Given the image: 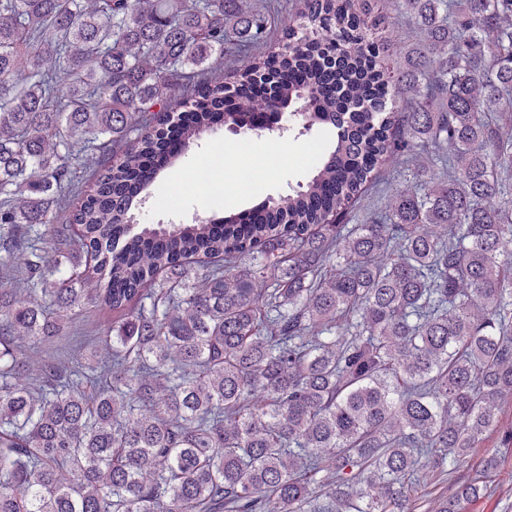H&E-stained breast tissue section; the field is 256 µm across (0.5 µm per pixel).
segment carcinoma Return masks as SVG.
<instances>
[{
  "instance_id": "carcinoma-1",
  "label": "carcinoma",
  "mask_w": 512,
  "mask_h": 512,
  "mask_svg": "<svg viewBox=\"0 0 512 512\" xmlns=\"http://www.w3.org/2000/svg\"><path fill=\"white\" fill-rule=\"evenodd\" d=\"M271 17L0 0V512H461L491 492L488 456L424 498L512 400V0H304L275 47ZM226 67L230 86L196 80ZM276 109L336 129L306 184L137 222L219 118L262 136ZM382 168L407 174L341 223ZM89 302L102 335L36 356Z\"/></svg>"
}]
</instances>
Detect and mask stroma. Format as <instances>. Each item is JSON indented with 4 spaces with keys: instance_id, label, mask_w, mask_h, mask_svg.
<instances>
[{
    "instance_id": "35a3bbf8",
    "label": "stroma",
    "mask_w": 512,
    "mask_h": 512,
    "mask_svg": "<svg viewBox=\"0 0 512 512\" xmlns=\"http://www.w3.org/2000/svg\"><path fill=\"white\" fill-rule=\"evenodd\" d=\"M328 136V129L319 127L302 134L290 132L282 137L273 134L257 139L247 131L236 135L222 129L216 130L188 153L179 172L171 173L158 185L153 198L145 205L140 220L146 224H176L196 213L230 210L232 200L239 195L236 182L225 185L215 183L208 190L201 191L183 186L179 176L194 172L212 152H237L240 143L247 139L252 140L255 152L242 157L240 165L255 171L263 182L259 196L248 197L247 205L256 204L261 197H275L288 192L306 182L318 161L319 149ZM269 151H277L284 156L281 165L273 170L263 165V156ZM174 196L180 199V207L176 210L168 205L169 198ZM495 450L500 451L501 462L493 478L494 492L492 496L467 504L465 512H512V449L502 446L501 436L496 432L488 433L476 452L459 469L438 474L434 480L436 492L452 494L457 484L468 479L484 457Z\"/></svg>"
}]
</instances>
